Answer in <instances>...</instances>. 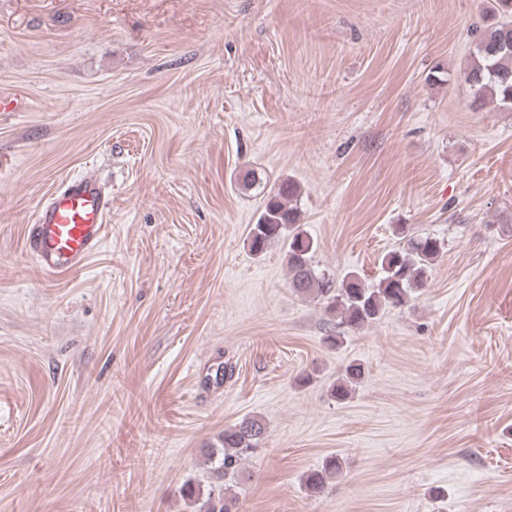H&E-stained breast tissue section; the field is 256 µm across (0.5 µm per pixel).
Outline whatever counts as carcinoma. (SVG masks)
Wrapping results in <instances>:
<instances>
[{
    "mask_svg": "<svg viewBox=\"0 0 512 512\" xmlns=\"http://www.w3.org/2000/svg\"><path fill=\"white\" fill-rule=\"evenodd\" d=\"M491 13L494 22L477 40L462 78L473 90L474 105L491 102L512 110V0H493ZM298 196L295 182L282 181L265 197L258 221L248 235L250 251L255 254L284 242L289 285L298 296L320 302L328 314L340 318V323L361 329L377 322L387 309L406 305L414 289L426 287L443 241L414 235L404 225L395 229L400 243L382 257V275L376 282L367 285L354 272L338 280L317 269L313 264L314 242L299 230ZM362 375L361 366H349L333 386V397L339 402L348 399ZM264 435V423L256 417H245L224 429L220 447L208 450V488L186 484L181 496L197 502L199 512H238L237 498L228 491L240 477L244 463L261 447ZM340 470V460L330 456L321 468L304 476V485L311 494H319Z\"/></svg>",
    "mask_w": 512,
    "mask_h": 512,
    "instance_id": "obj_1",
    "label": "carcinoma"
}]
</instances>
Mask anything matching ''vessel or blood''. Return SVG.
<instances>
[{
  "mask_svg": "<svg viewBox=\"0 0 512 512\" xmlns=\"http://www.w3.org/2000/svg\"><path fill=\"white\" fill-rule=\"evenodd\" d=\"M112 197L86 174L61 184L38 207L28 248L41 271L59 276L83 269L102 247Z\"/></svg>",
  "mask_w": 512,
  "mask_h": 512,
  "instance_id": "1",
  "label": "vessel or blood"
}]
</instances>
